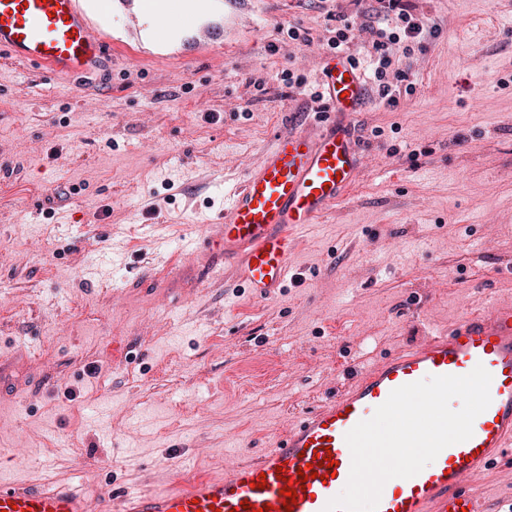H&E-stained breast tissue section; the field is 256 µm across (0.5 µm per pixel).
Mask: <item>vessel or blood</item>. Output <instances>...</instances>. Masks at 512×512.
<instances>
[{
    "label": "vessel or blood",
    "instance_id": "1",
    "mask_svg": "<svg viewBox=\"0 0 512 512\" xmlns=\"http://www.w3.org/2000/svg\"><path fill=\"white\" fill-rule=\"evenodd\" d=\"M229 23L224 0H0V51L47 75L79 80L96 73L111 52L160 60L209 55L224 48ZM118 24L127 40L108 39ZM321 95L331 118L276 136L225 196L209 241L212 255L256 298L281 294L299 231L346 198L363 163L353 118L368 90L346 56L324 58ZM479 365L492 376L491 403L475 419L471 438L444 448L417 475L387 481L378 512H489L466 482L512 454V305L492 299L448 331L386 357L230 473L158 489L118 487L96 508L76 482L0 481V512H323L349 479L348 431L371 418L392 390L433 375L463 376ZM326 456L332 467L322 466ZM309 465L318 478L308 479L285 509L284 488L295 489L299 470Z\"/></svg>",
    "mask_w": 512,
    "mask_h": 512
}]
</instances>
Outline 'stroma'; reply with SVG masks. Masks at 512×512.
<instances>
[{"label":"stroma","mask_w":512,"mask_h":512,"mask_svg":"<svg viewBox=\"0 0 512 512\" xmlns=\"http://www.w3.org/2000/svg\"><path fill=\"white\" fill-rule=\"evenodd\" d=\"M403 3L437 30L399 64L414 90L369 95L363 169L268 300L210 267L201 231L324 108L330 32L371 0H242L265 24L224 51L79 87L0 53V480L78 478L97 504L222 475L427 329L512 305V0ZM467 487L507 512L512 464Z\"/></svg>","instance_id":"1"}]
</instances>
